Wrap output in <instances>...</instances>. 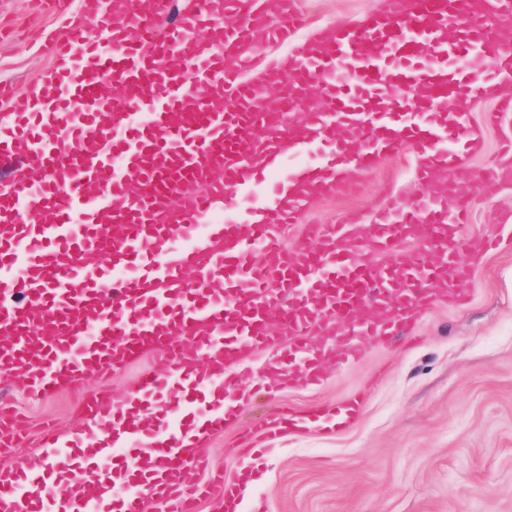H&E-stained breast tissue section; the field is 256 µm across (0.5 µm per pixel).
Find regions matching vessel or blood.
<instances>
[{
    "label": "vessel or blood",
    "instance_id": "obj_1",
    "mask_svg": "<svg viewBox=\"0 0 512 512\" xmlns=\"http://www.w3.org/2000/svg\"><path fill=\"white\" fill-rule=\"evenodd\" d=\"M170 7L107 0L100 38L77 26L47 42L58 67L48 111L19 100L0 114V156L33 171L0 189V368L42 397L146 356L161 367L131 398L142 422L102 391L82 402L83 439L45 432L58 471L77 475L105 458L103 478L50 501L45 474L0 470V512H198L217 486L224 512H237L251 473L225 482L183 435L188 424L222 432L237 416L195 407L224 392L239 363L275 346V383L316 387L323 363L350 365L362 339H395L422 309L470 297L460 232L477 142L464 107L512 86V23H503L512 0H384L356 24L302 41L287 70L250 78L261 47L307 26L295 0H269L265 11L224 0L219 13L213 0H188L159 28ZM111 78L120 91L109 97ZM404 148L417 154L407 204L385 205L368 226L355 215L308 225L288 249L284 230L307 202L355 189L353 172ZM302 155L306 165L287 169ZM270 172L280 178L262 189ZM257 191L248 217L218 220L231 197ZM411 232L429 255L402 250ZM126 268L135 276L121 277ZM161 389L178 392L187 424L163 426L149 401ZM295 422L282 411L260 428L269 440ZM26 432L23 417L0 411L1 447Z\"/></svg>",
    "mask_w": 512,
    "mask_h": 512
}]
</instances>
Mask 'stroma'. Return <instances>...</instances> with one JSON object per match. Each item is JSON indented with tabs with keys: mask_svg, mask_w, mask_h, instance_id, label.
Returning <instances> with one entry per match:
<instances>
[{
	"mask_svg": "<svg viewBox=\"0 0 512 512\" xmlns=\"http://www.w3.org/2000/svg\"><path fill=\"white\" fill-rule=\"evenodd\" d=\"M381 6L382 0H299L311 20L303 35L353 23ZM77 24L96 36L83 0L62 12L40 10L33 0H0V82L27 97L53 67L44 42ZM494 108L491 101L469 106L480 139L469 160L473 175L488 167L507 172L493 188L475 186L467 196L474 221L461 231V255L471 267L469 301L422 312L407 340H363L359 359L342 370L325 365L315 388H273L270 351L252 354L238 370L236 388L245 397L237 420L202 448L223 467L225 481L255 469L240 512H512V161L499 151L512 139V112L486 125L484 115ZM417 188V157L402 150L360 176L356 191L309 202L286 237L297 243L304 225L333 224L351 213L373 223L386 202L406 203ZM488 236L497 238L496 249L471 252L473 240ZM156 369L146 357L113 374L87 375L80 392L43 398L0 369V400L30 424L21 447L0 451V468L38 452L42 423H56L66 435L82 430V396L100 390L127 396L142 374ZM355 392L363 406L345 429L284 433L257 464L234 455L240 436L271 411L332 407Z\"/></svg>",
	"mask_w": 512,
	"mask_h": 512,
	"instance_id": "1",
	"label": "stroma"
}]
</instances>
